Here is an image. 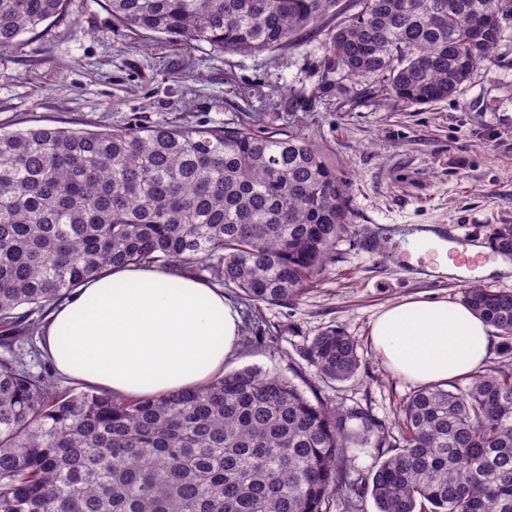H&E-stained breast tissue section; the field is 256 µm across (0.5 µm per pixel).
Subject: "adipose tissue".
<instances>
[{"mask_svg": "<svg viewBox=\"0 0 512 512\" xmlns=\"http://www.w3.org/2000/svg\"><path fill=\"white\" fill-rule=\"evenodd\" d=\"M457 277L507 271L503 261L469 271L448 257L434 231L411 241ZM240 316L223 291L187 275L121 266L87 279L50 317L44 349L64 377L139 399L201 386L235 350ZM489 328L467 306L445 300L394 304L375 320L372 340L384 365L416 384L444 382L482 369Z\"/></svg>", "mask_w": 512, "mask_h": 512, "instance_id": "1", "label": "adipose tissue"}]
</instances>
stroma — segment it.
Returning a JSON list of instances; mask_svg holds the SVG:
<instances>
[{
    "label": "stroma",
    "instance_id": "stroma-1",
    "mask_svg": "<svg viewBox=\"0 0 512 512\" xmlns=\"http://www.w3.org/2000/svg\"><path fill=\"white\" fill-rule=\"evenodd\" d=\"M339 15L289 46L230 54L115 25L105 0H71L67 13L22 34L0 53V127L112 129L248 124L292 129L314 140L346 177L347 228L312 287L260 307L268 342L238 344L225 372L244 367L291 379L308 397L371 407L393 427L414 390L376 352L371 327L407 299L459 301L465 279L430 273L431 257L409 235L450 229L454 243L481 244L468 268L496 259L486 242L512 224V34L447 100L411 106L388 81L336 71L325 48ZM336 327L359 344L347 381L315 378L304 351Z\"/></svg>",
    "mask_w": 512,
    "mask_h": 512
}]
</instances>
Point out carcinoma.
I'll return each instance as SVG.
<instances>
[{
  "label": "carcinoma",
  "instance_id": "carcinoma-1",
  "mask_svg": "<svg viewBox=\"0 0 512 512\" xmlns=\"http://www.w3.org/2000/svg\"><path fill=\"white\" fill-rule=\"evenodd\" d=\"M117 23L175 44L248 54L316 32L339 0H107ZM328 33L330 61L383 77L411 105L454 95L494 60L512 0H358ZM69 0H0V52ZM487 18L468 26L473 15ZM346 181L298 131L247 125L0 128V512H329L356 507L348 448L386 441L367 408L308 398L246 367L134 401L62 390L13 344L85 279L115 265L205 267L253 306L302 294L346 230ZM491 247L512 258V224ZM461 302L512 352V291L471 283ZM321 379L360 366L329 328L305 350ZM402 445L365 479L377 512H512V363L466 384L421 385Z\"/></svg>",
  "mask_w": 512,
  "mask_h": 512
}]
</instances>
